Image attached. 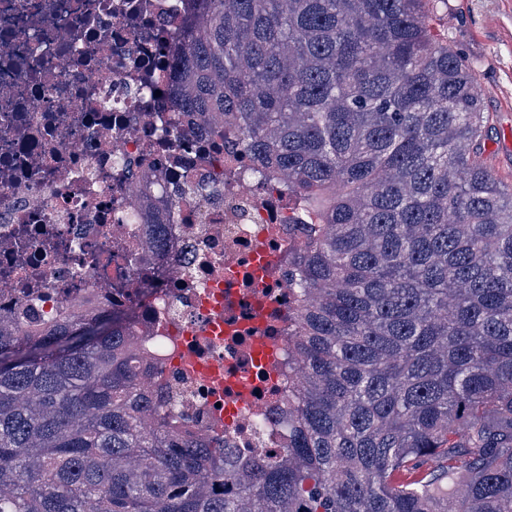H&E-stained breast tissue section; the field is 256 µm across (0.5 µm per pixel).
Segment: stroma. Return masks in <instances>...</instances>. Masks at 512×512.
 <instances>
[{
	"instance_id": "stroma-1",
	"label": "stroma",
	"mask_w": 512,
	"mask_h": 512,
	"mask_svg": "<svg viewBox=\"0 0 512 512\" xmlns=\"http://www.w3.org/2000/svg\"><path fill=\"white\" fill-rule=\"evenodd\" d=\"M433 27L475 66L491 128L483 158L512 184V0H448Z\"/></svg>"
}]
</instances>
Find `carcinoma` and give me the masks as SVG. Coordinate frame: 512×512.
<instances>
[{
	"label": "carcinoma",
	"instance_id": "1",
	"mask_svg": "<svg viewBox=\"0 0 512 512\" xmlns=\"http://www.w3.org/2000/svg\"><path fill=\"white\" fill-rule=\"evenodd\" d=\"M194 2L161 96L295 203L288 445L237 469L75 296L0 317V512H512V188L434 0Z\"/></svg>",
	"mask_w": 512,
	"mask_h": 512
}]
</instances>
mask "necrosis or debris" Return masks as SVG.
Listing matches in <instances>:
<instances>
[{
  "instance_id": "obj_1",
  "label": "necrosis or debris",
  "mask_w": 512,
  "mask_h": 512,
  "mask_svg": "<svg viewBox=\"0 0 512 512\" xmlns=\"http://www.w3.org/2000/svg\"><path fill=\"white\" fill-rule=\"evenodd\" d=\"M181 0H0V314H58L72 294L122 309L180 424L224 437L235 461L282 451L288 418V202L236 188L238 147L143 87L162 83ZM130 168H112L114 153ZM169 240L150 280L133 261L152 230L130 218L141 165Z\"/></svg>"
}]
</instances>
